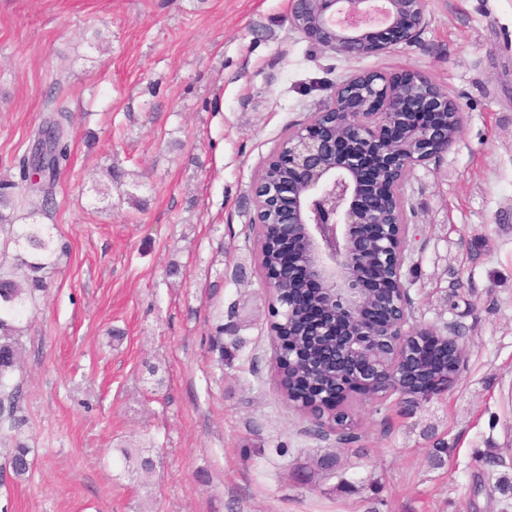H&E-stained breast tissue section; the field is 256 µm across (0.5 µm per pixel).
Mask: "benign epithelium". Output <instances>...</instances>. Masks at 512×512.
I'll return each mask as SVG.
<instances>
[{
  "instance_id": "benign-epithelium-1",
  "label": "benign epithelium",
  "mask_w": 512,
  "mask_h": 512,
  "mask_svg": "<svg viewBox=\"0 0 512 512\" xmlns=\"http://www.w3.org/2000/svg\"><path fill=\"white\" fill-rule=\"evenodd\" d=\"M427 7L428 0H292L288 21L311 43L359 59L415 42ZM462 122L460 105L425 74L355 73L255 178L253 195L281 233L265 287L274 294L278 283L303 282L288 290L279 314L306 310L301 335L313 343L335 337L324 352L330 377L314 406L341 401V375L350 374L361 395L415 351L426 348L434 360L431 338L411 323L407 288L377 306L366 289L372 271L401 275L403 184L416 165L448 152V125ZM275 358L291 365L299 349L278 338Z\"/></svg>"
}]
</instances>
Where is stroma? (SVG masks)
I'll list each match as a JSON object with an SVG mask.
<instances>
[{"instance_id": "stroma-1", "label": "stroma", "mask_w": 512, "mask_h": 512, "mask_svg": "<svg viewBox=\"0 0 512 512\" xmlns=\"http://www.w3.org/2000/svg\"><path fill=\"white\" fill-rule=\"evenodd\" d=\"M290 7L0 0V183L22 181L46 119L69 117L37 217L66 253L20 322L34 463L14 478L0 442V512H366L370 497L380 512H512V0H429L415 43L360 59L309 42ZM368 71L424 73L463 110L452 148L403 186L423 233L402 274L415 320L465 354L414 417L393 396L349 402L363 433L340 446L276 387L251 186L288 128ZM454 271L474 293L451 304ZM236 323L245 345L218 364L214 328ZM427 429L448 443L442 466ZM129 445L150 477L126 466ZM325 452L356 493L291 478Z\"/></svg>"}]
</instances>
